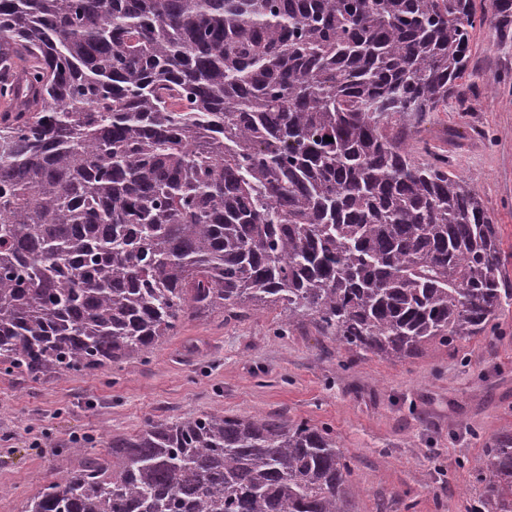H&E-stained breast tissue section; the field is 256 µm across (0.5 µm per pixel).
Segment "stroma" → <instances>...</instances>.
I'll return each mask as SVG.
<instances>
[{
    "mask_svg": "<svg viewBox=\"0 0 512 512\" xmlns=\"http://www.w3.org/2000/svg\"><path fill=\"white\" fill-rule=\"evenodd\" d=\"M469 88L434 112L416 147L447 152L498 227L512 286V26L476 32ZM270 309L186 321L143 356L22 384L0 375V512H22L45 477L79 467L88 435H132L146 419L207 411L280 415L330 429L352 468L356 512H467V467L512 434V305L478 336L392 360L347 353L311 322L279 336Z\"/></svg>",
    "mask_w": 512,
    "mask_h": 512,
    "instance_id": "obj_1",
    "label": "stroma"
}]
</instances>
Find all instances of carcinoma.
Instances as JSON below:
<instances>
[{"mask_svg": "<svg viewBox=\"0 0 512 512\" xmlns=\"http://www.w3.org/2000/svg\"><path fill=\"white\" fill-rule=\"evenodd\" d=\"M512 0H0V373L139 356L203 313L284 310L395 360L512 300L496 224L412 127ZM331 137L328 142L324 137ZM24 512H353L330 430L147 420ZM470 512H512V435Z\"/></svg>", "mask_w": 512, "mask_h": 512, "instance_id": "1", "label": "carcinoma"}]
</instances>
